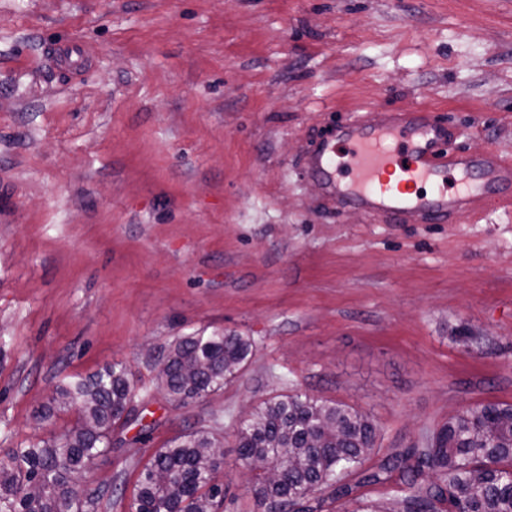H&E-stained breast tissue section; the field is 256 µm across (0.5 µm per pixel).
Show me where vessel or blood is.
<instances>
[{
	"label": "vessel or blood",
	"instance_id": "obj_1",
	"mask_svg": "<svg viewBox=\"0 0 512 512\" xmlns=\"http://www.w3.org/2000/svg\"><path fill=\"white\" fill-rule=\"evenodd\" d=\"M304 173L338 208L377 211L398 224L450 223L497 196L512 208V158L456 150L428 112H373L312 140Z\"/></svg>",
	"mask_w": 512,
	"mask_h": 512
}]
</instances>
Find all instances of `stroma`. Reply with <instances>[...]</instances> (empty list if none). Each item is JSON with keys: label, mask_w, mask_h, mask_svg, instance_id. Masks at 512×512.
<instances>
[{"label": "stroma", "mask_w": 512, "mask_h": 512, "mask_svg": "<svg viewBox=\"0 0 512 512\" xmlns=\"http://www.w3.org/2000/svg\"><path fill=\"white\" fill-rule=\"evenodd\" d=\"M58 41L89 49L80 75ZM398 109L512 153V0H0V463L76 422L57 385L115 363L139 420L79 486L106 512L214 425L224 512H251L235 434L278 394L367 414L373 467L512 404V208L392 224L301 169L330 122ZM215 330L251 337L250 364L170 400L158 363Z\"/></svg>", "instance_id": "35a3bbf8"}]
</instances>
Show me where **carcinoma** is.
<instances>
[{
  "instance_id": "1",
  "label": "carcinoma",
  "mask_w": 512,
  "mask_h": 512,
  "mask_svg": "<svg viewBox=\"0 0 512 512\" xmlns=\"http://www.w3.org/2000/svg\"><path fill=\"white\" fill-rule=\"evenodd\" d=\"M254 354L248 336L214 331L186 336L165 355L157 379L170 399L186 404L232 382ZM126 368L116 363L56 387L53 400L78 407L60 438L10 450L0 465V512H100L105 493L77 488L94 461L112 452V428L137 420ZM377 428L339 402L280 394L253 408L235 435L249 467L248 494L264 512L286 505L322 512L341 499L358 512H512V405L482 404L448 419L426 447L409 448L364 468ZM218 428L191 430L159 448L140 472L133 512H217L224 487ZM397 480L405 496L388 505L356 495L368 484Z\"/></svg>"
}]
</instances>
